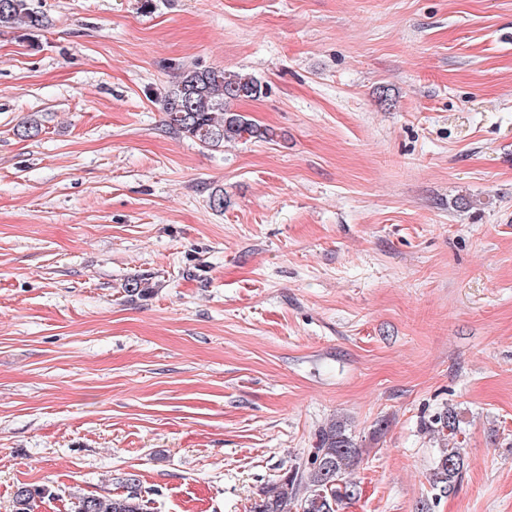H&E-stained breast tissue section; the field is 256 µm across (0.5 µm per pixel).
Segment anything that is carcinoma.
Here are the masks:
<instances>
[{"instance_id": "obj_1", "label": "carcinoma", "mask_w": 512, "mask_h": 512, "mask_svg": "<svg viewBox=\"0 0 512 512\" xmlns=\"http://www.w3.org/2000/svg\"><path fill=\"white\" fill-rule=\"evenodd\" d=\"M44 23V15L32 0H0V29H39ZM267 90L266 84L249 74L194 67L179 74L162 100V110L170 129L202 146L217 147L245 137L274 142L277 132L253 123L232 108L233 102L258 98ZM433 424L443 448L430 473V484L440 495L449 496L456 492L465 468L457 439L461 433L458 413L449 407L433 419ZM359 455L360 449L344 422L330 423L319 431L306 456L262 489L250 512H339L344 501L356 498L357 483L351 479V471ZM123 488L120 494L78 498L76 512H150L137 475H128ZM54 496L47 486H22L15 495V512H32L35 499Z\"/></svg>"}]
</instances>
